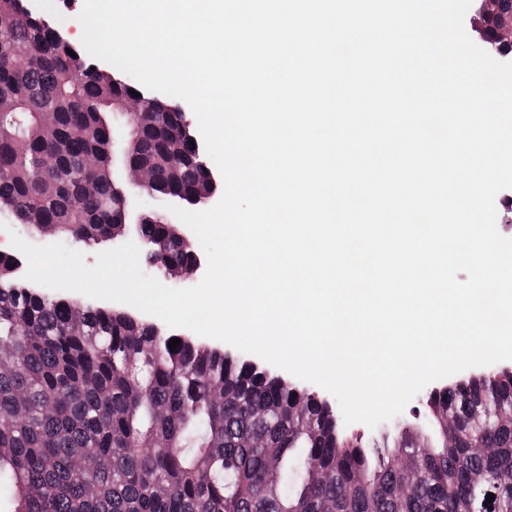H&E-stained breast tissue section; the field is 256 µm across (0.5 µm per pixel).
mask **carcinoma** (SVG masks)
I'll use <instances>...</instances> for the list:
<instances>
[{"label":"carcinoma","mask_w":512,"mask_h":512,"mask_svg":"<svg viewBox=\"0 0 512 512\" xmlns=\"http://www.w3.org/2000/svg\"><path fill=\"white\" fill-rule=\"evenodd\" d=\"M23 13L22 0H0V44L39 57L34 68L0 67V102L12 107L0 123L50 125L23 144L0 133V202L39 232L97 245L122 221L112 106L142 88ZM156 116L128 136L120 159L154 169L156 197L195 205L204 175L169 152L189 115ZM90 154L93 170L83 164ZM48 160L59 180L51 192L41 184ZM89 180L93 195L83 193ZM135 232L161 270L191 271L180 225L148 218ZM16 268L0 255V491L17 500L14 512H323L331 502L335 512H512V421L485 417L512 407V370L431 390L428 428L371 445L341 435L317 394L251 360L182 335L173 352V335L154 322L24 286ZM448 413L451 433L440 423ZM477 443L494 454L473 453ZM401 457L421 472L405 491Z\"/></svg>","instance_id":"1"}]
</instances>
